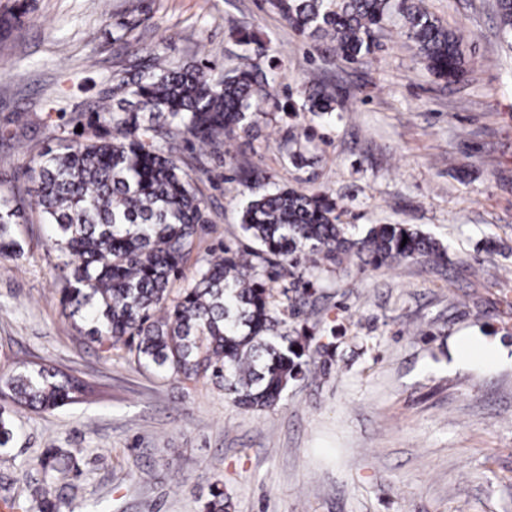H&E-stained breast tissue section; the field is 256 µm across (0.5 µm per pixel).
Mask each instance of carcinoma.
<instances>
[{
  "label": "carcinoma",
  "instance_id": "carcinoma-1",
  "mask_svg": "<svg viewBox=\"0 0 512 512\" xmlns=\"http://www.w3.org/2000/svg\"><path fill=\"white\" fill-rule=\"evenodd\" d=\"M297 33L331 46L355 63L379 47L386 21L399 15L417 56L440 78L466 73L458 37L417 0H266ZM503 33L512 35V0H497ZM250 35L239 38L244 63L220 82L206 66L175 68L160 54L127 82L131 100L115 112L108 99L98 111L71 119L58 149L40 154L32 168L34 202L51 227L62 258L59 303L68 316L89 325L87 335L105 350H125L134 362L180 380L207 379L238 405L275 407L288 384L326 369L332 344L311 346L307 331L291 334L314 272L341 267L351 256L380 267L417 258L447 259L435 238L404 224H378L361 237L339 222L336 201L294 188L259 193L268 180L257 167L241 171L251 192L240 229L247 244L211 252L186 287L184 264L203 225L210 223L191 179L178 165L180 143L217 152L255 118L268 114L270 77L253 62ZM301 109L322 116L336 111L334 98L306 81ZM286 151L297 169L313 158L292 138ZM24 205L0 201V256L23 248L11 235ZM3 381L24 408L54 411L79 404L88 385L46 369L16 367ZM14 428L0 408V447ZM41 479L31 491L34 512H60L67 485L58 476L77 469L72 453L48 448L27 463ZM224 490L213 486L203 512H226Z\"/></svg>",
  "mask_w": 512,
  "mask_h": 512
}]
</instances>
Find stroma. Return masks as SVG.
Instances as JSON below:
<instances>
[{
	"label": "stroma",
	"mask_w": 512,
	"mask_h": 512,
	"mask_svg": "<svg viewBox=\"0 0 512 512\" xmlns=\"http://www.w3.org/2000/svg\"><path fill=\"white\" fill-rule=\"evenodd\" d=\"M422 4L462 40L458 82L435 78L398 20L349 64L266 0H0V11L19 8L0 39V197L25 204L14 227L24 252L0 256V375L24 362L93 388L48 412L0 390L15 428L0 477L18 504L31 500L25 463L63 448L81 473L67 475L77 493L60 512H203L217 483L229 512H512V51L496 0ZM237 27L267 47L261 65L281 109L219 153L182 147L210 217L186 271L242 245L239 175L252 166L271 188L330 195L357 232L410 224L448 253L444 266L354 257L315 280L290 325L333 342L328 372L291 383L261 413L92 342L58 302L61 260L30 196V169L56 146L61 116L92 112L106 94L119 105L134 65L156 52L231 74ZM311 73L336 96L335 120L301 111ZM292 131L309 135L315 166L285 163ZM463 336L495 343L498 361L459 362Z\"/></svg>",
	"instance_id": "obj_1"
}]
</instances>
